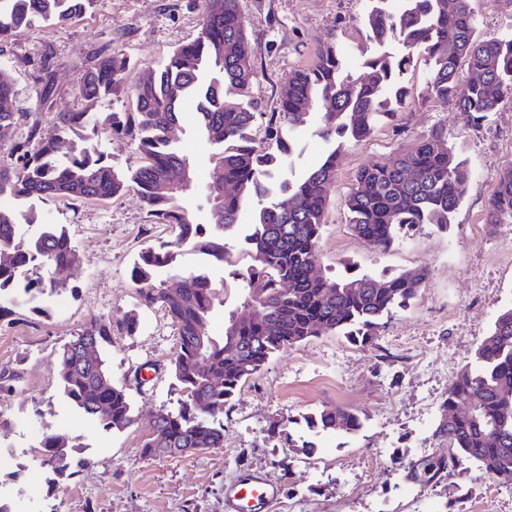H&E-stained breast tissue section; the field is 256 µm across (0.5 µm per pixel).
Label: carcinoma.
Wrapping results in <instances>:
<instances>
[{"label": "carcinoma", "mask_w": 512, "mask_h": 512, "mask_svg": "<svg viewBox=\"0 0 512 512\" xmlns=\"http://www.w3.org/2000/svg\"><path fill=\"white\" fill-rule=\"evenodd\" d=\"M98 0H0V37L36 21L67 25L94 8ZM197 39L173 51L163 66L145 68L129 77V61L116 53L100 54L79 79L80 112H58L54 133L40 134L30 126L28 140L13 147L14 162L0 165V195L16 200L54 198L107 202L132 189L159 224L174 227V238L146 246L134 259L130 280L139 307L160 308L177 333V350L170 362L175 385L184 393L175 410L161 408L158 425L142 445L149 458L165 456L166 448L224 447V410L242 385L278 352L323 333L342 335L366 346L378 335L382 321L417 296L428 270L399 273H352L343 278L314 271L324 226L327 191L335 179L337 154L345 141H360L378 121L394 115L407 87L395 81L424 54L432 69L426 94L451 102L477 127L512 97V38L477 34L472 0H407L409 10L392 15L383 0L367 14L368 39L377 45L392 39L402 42L407 54L377 53L357 75L343 71L336 45L319 50L315 64L284 78L279 112L269 120L266 137L275 150L256 145L252 129L263 116L252 96L257 72L238 7L239 0H205ZM193 63L188 68L187 63ZM471 74L458 78L460 64ZM134 100V112H102L120 97ZM193 101L199 126L214 149L205 198L212 212V236L201 239L187 206L196 189L191 159L176 146L185 105ZM320 124L315 135L338 142L299 178L273 182L275 173L291 154L292 141L283 132L308 124L311 111ZM115 135L133 134L144 163L130 173L115 169L98 155V130ZM68 153L59 154L61 143ZM471 171L448 144L447 129L433 126L409 150L386 162L360 168L345 199L348 224L355 236L386 251L406 228L431 224L446 232L451 216L462 203ZM162 182L176 186L161 193ZM258 205L257 221L246 236L249 263L233 271L240 280V307L261 305L264 318L249 324L224 320V334L209 333V321L219 301L217 287L205 270L182 275V290L169 291L163 273L174 270L178 253L192 246L219 262L230 257L227 239L240 213ZM38 214L0 209V295L14 305H28L47 293L70 290L53 274L81 262L68 231L47 224L36 236L26 237L25 225ZM486 221L512 223V167L502 171ZM139 313L99 317L85 324L57 351L59 388L66 401L105 431H122L133 423V404L124 384L112 381L104 345L116 328L136 331ZM96 344L98 359L82 362L77 345ZM204 343L205 360L198 343ZM475 367H464L450 382L442 402L436 432L448 438V460L437 468L473 465L487 477L504 466L512 468V306L496 317L492 329L475 351ZM222 374L213 386L209 375ZM474 404H468L469 399ZM205 399L210 411L197 401ZM315 433H355L359 415L341 407H327L305 419ZM68 443L57 435L43 441L42 451L52 477L48 491L62 490L71 466Z\"/></svg>", "instance_id": "carcinoma-1"}]
</instances>
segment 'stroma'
<instances>
[{"label": "stroma", "instance_id": "1", "mask_svg": "<svg viewBox=\"0 0 512 512\" xmlns=\"http://www.w3.org/2000/svg\"><path fill=\"white\" fill-rule=\"evenodd\" d=\"M372 6L373 0H240L257 71L252 92L264 112L277 111L285 75L311 67L324 45L341 50L345 71H360L378 51L363 25ZM473 6L480 35L512 33V0H473ZM203 8V0H100L68 26L38 23L1 39L0 68L14 78L12 108L21 118L0 140V163L11 162L14 144L31 124L48 135L56 112L79 109L75 86L95 54L121 53L139 70L160 66L197 36ZM429 73L428 61L415 55L399 77L409 95L395 117L340 154L319 252V267L328 275L424 267L427 280L410 306L393 310L370 345L324 333L276 354L226 407L219 449L160 459L141 454L154 414L176 407L180 397L169 373L177 334L162 310H139L128 270L141 248L171 239V227L156 223L133 191L106 202L37 203L41 223L65 225L83 262L68 276L75 293L44 297L40 311L21 307L0 320V372H23L15 391L0 395V414L10 422L0 439L23 442L35 423L73 442V474L55 498L58 512H225L224 486L243 468L281 485L268 512H440L460 487L468 491L461 512H512V474L489 480L464 464L428 483L411 477L423 461L447 458L448 440L436 427L448 384L473 362L497 314L512 305V224L485 220L499 175L512 166V98L477 127L466 113L426 97ZM47 81L52 97L46 108L40 94ZM438 124L470 168L472 184L448 232L426 224L378 251L348 226L345 197L355 174L409 148ZM183 125L182 148L201 185L212 149L193 105H186ZM293 139L295 151L278 174L282 180L294 179L332 148L309 127ZM96 144L123 171L143 162L131 136L104 131ZM254 222V208L245 209L229 241L233 265L246 262L245 237ZM233 265L211 264L189 248L176 259L178 272L205 268L222 284L224 305L210 326L216 336L224 333L225 312L239 304ZM132 309L139 312L137 332L113 330L106 358L120 383L137 365L149 369L144 386L128 387L133 425L107 433L62 397L57 349L91 319ZM327 406L358 413L360 432L308 431L306 417Z\"/></svg>", "mask_w": 512, "mask_h": 512}]
</instances>
